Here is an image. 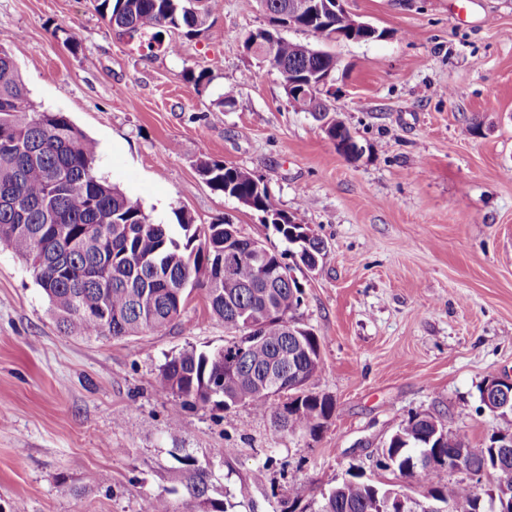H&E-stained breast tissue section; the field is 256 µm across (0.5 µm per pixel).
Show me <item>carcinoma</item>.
Wrapping results in <instances>:
<instances>
[{
    "label": "carcinoma",
    "mask_w": 512,
    "mask_h": 512,
    "mask_svg": "<svg viewBox=\"0 0 512 512\" xmlns=\"http://www.w3.org/2000/svg\"><path fill=\"white\" fill-rule=\"evenodd\" d=\"M110 27L128 34L160 36L168 30L187 32L211 26L209 0H94ZM322 12L310 15L311 0H242L259 6L268 26L288 25L309 31L319 42L353 41L351 21L336 14L333 0H317ZM260 39L256 49L250 43ZM243 47L257 60L285 66L283 81L308 82V77L334 74L341 66L333 53L303 49V44L262 31L250 32ZM302 111L327 119V136L346 142L344 155L357 154V144L343 135V122L330 112L323 93H310ZM97 150L64 113L38 111L18 73L17 64L0 41V244L9 247L32 270L48 298L61 330L95 338L164 333L181 315L197 281L210 313L230 330L231 337L215 350L186 349L160 369L155 387L190 405L229 411L249 405L271 417L283 431L321 429L334 403L298 388L322 367L320 345L309 330L293 323L303 302V288L293 279L267 285L258 277L260 265L252 240L234 241L235 254L225 252L223 221L203 228L181 221L156 224L141 206L107 180L97 176ZM198 170L215 190L261 213L274 208L267 185L250 171L202 159ZM282 241L295 247L304 265L322 259V239L305 234L298 212L281 211L273 225ZM203 238L193 246L197 238ZM232 258L229 272L212 283L200 274ZM291 394L283 404L273 397ZM495 440L469 450L468 480L448 492L436 464L454 456L456 444L444 440L436 424L411 416L386 443L381 464L416 477L430 496L447 504V512H493L492 496L478 490L480 473L489 465L512 471V447L496 448ZM179 477L193 512H227L212 496L208 463L190 454L178 458ZM385 493L359 474H350L321 494L315 512H386Z\"/></svg>",
    "instance_id": "cac0c4a2"
}]
</instances>
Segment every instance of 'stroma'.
I'll use <instances>...</instances> for the list:
<instances>
[{
    "instance_id": "stroma-1",
    "label": "stroma",
    "mask_w": 512,
    "mask_h": 512,
    "mask_svg": "<svg viewBox=\"0 0 512 512\" xmlns=\"http://www.w3.org/2000/svg\"><path fill=\"white\" fill-rule=\"evenodd\" d=\"M345 6L388 32L329 46L341 67L326 98L355 158L243 54L266 16L242 0H214L210 29L170 34L175 53L110 29L92 0H0L30 100L95 140L100 175L153 222L223 220L287 250L262 213L201 178L202 158L249 170L301 213L325 255L293 268L295 318L320 344L308 388L335 404L314 434L277 430L248 405L184 406L155 390L161 366L230 336L202 289L166 333L67 336L0 245V512H149L159 494L190 512L184 454L209 463L231 512H306L350 472L419 512L417 478L380 464L409 416L439 415L470 446L512 431V413L479 401L486 378L512 379V0Z\"/></svg>"
}]
</instances>
